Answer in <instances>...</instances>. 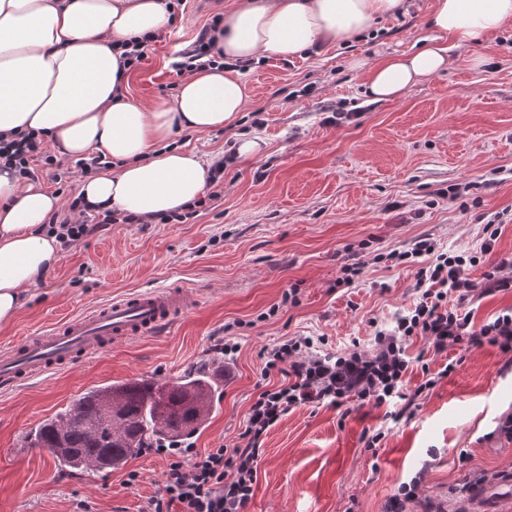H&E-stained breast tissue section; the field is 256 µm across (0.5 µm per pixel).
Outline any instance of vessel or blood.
<instances>
[{
	"mask_svg": "<svg viewBox=\"0 0 512 512\" xmlns=\"http://www.w3.org/2000/svg\"><path fill=\"white\" fill-rule=\"evenodd\" d=\"M194 300L184 288L136 291L25 337L0 353V391H18L23 384L89 360L109 344L156 335L172 326Z\"/></svg>",
	"mask_w": 512,
	"mask_h": 512,
	"instance_id": "b4317fda",
	"label": "vessel or blood"
}]
</instances>
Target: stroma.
Wrapping results in <instances>:
<instances>
[{"instance_id": "obj_1", "label": "stroma", "mask_w": 512, "mask_h": 512, "mask_svg": "<svg viewBox=\"0 0 512 512\" xmlns=\"http://www.w3.org/2000/svg\"><path fill=\"white\" fill-rule=\"evenodd\" d=\"M232 0H182L169 27L131 71L126 95L170 102L173 64ZM433 0L379 19L348 46L243 70L250 104L230 127L177 130L172 140L205 159L226 157L218 196L182 224H113L64 249L59 265L0 324V351L22 337L134 290L183 286L196 302L159 336L113 344L96 359L19 392L0 394V512H141L165 479L167 457L137 454L115 469L59 465L28 435L89 388L174 380L223 368L218 410L190 438L198 451L234 446L258 393L263 348L292 336L324 349H370L416 298L415 269L387 261L426 236L444 251L479 250L495 213L512 215V31L452 52L448 68L395 100L371 101L352 57L408 52L426 33ZM259 141L236 155L239 137ZM460 187L456 198L443 190ZM366 264L341 283L349 250ZM297 301L283 304L284 293ZM277 315H269L271 306ZM238 350L217 352L224 339ZM454 372L422 399L415 418L386 421L372 405L302 406L264 439L245 512H384L400 486L419 485L406 512H512V356L455 346L429 357ZM384 430L366 449L364 431ZM137 472L129 481V472Z\"/></svg>"}]
</instances>
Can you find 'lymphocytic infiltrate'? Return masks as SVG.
Listing matches in <instances>:
<instances>
[{"label": "lymphocytic infiltrate", "instance_id": "obj_1", "mask_svg": "<svg viewBox=\"0 0 512 512\" xmlns=\"http://www.w3.org/2000/svg\"><path fill=\"white\" fill-rule=\"evenodd\" d=\"M0 160L24 179L34 177V163H54L28 134L0 141ZM67 209V215L55 214L48 221L49 232L65 246L100 227L136 221L135 215L111 210L83 216L77 197ZM479 254L440 253L428 237L418 238L406 250L390 252L395 264L415 266L416 285L422 293L407 313L396 317L392 328L376 331L372 350L319 353L307 336H292L265 348L261 353L264 384L248 410L240 445L204 453L177 445L167 449L163 488L148 499L142 512H244L253 495L264 438L295 408H339L356 401L386 407L387 418L395 422L412 419L421 397L455 369L449 363L435 373L429 363H422L421 383L410 386L407 350L413 338L423 337L436 355L462 343L471 347L489 344L512 353L511 310L480 325L459 311L462 303L512 290V258L501 259L482 282L470 279L469 270L479 263Z\"/></svg>", "mask_w": 512, "mask_h": 512}]
</instances>
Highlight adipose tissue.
Here are the masks:
<instances>
[{
  "mask_svg": "<svg viewBox=\"0 0 512 512\" xmlns=\"http://www.w3.org/2000/svg\"><path fill=\"white\" fill-rule=\"evenodd\" d=\"M403 8L404 0H234L216 32L225 68L187 74L173 104L146 106L122 94L128 69L118 45L164 31L163 0H0V136L29 132L70 158L107 154L115 165L82 181L85 202L149 221L206 186L207 163L171 145L175 129H220L246 110L247 85L230 63L345 46ZM428 25L448 44L431 38L411 53L352 59L373 100L445 69L450 48L512 27V0H436ZM59 208L57 195L0 169V323L59 264L61 244L44 229Z\"/></svg>",
  "mask_w": 512,
  "mask_h": 512,
  "instance_id": "adipose-tissue-1",
  "label": "adipose tissue"
}]
</instances>
